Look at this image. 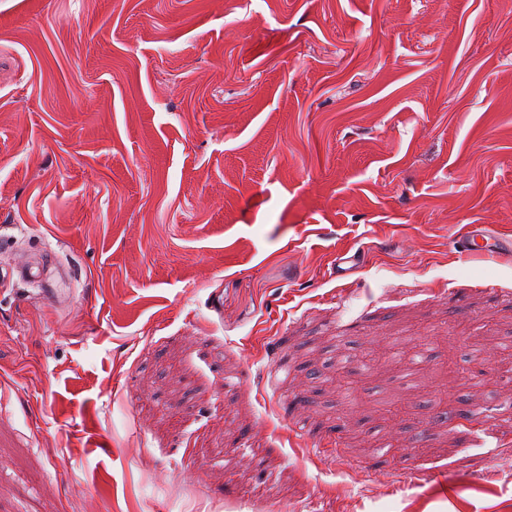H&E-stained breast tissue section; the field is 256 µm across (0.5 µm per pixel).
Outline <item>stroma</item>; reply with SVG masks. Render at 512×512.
Returning a JSON list of instances; mask_svg holds the SVG:
<instances>
[{
    "label": "stroma",
    "mask_w": 512,
    "mask_h": 512,
    "mask_svg": "<svg viewBox=\"0 0 512 512\" xmlns=\"http://www.w3.org/2000/svg\"><path fill=\"white\" fill-rule=\"evenodd\" d=\"M470 224L512 0H0V512H505Z\"/></svg>",
    "instance_id": "1"
}]
</instances>
